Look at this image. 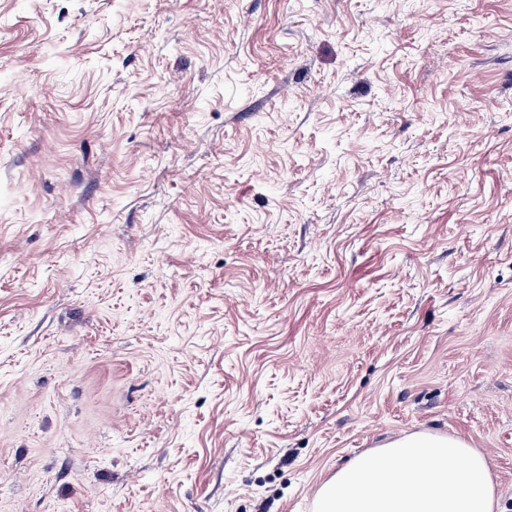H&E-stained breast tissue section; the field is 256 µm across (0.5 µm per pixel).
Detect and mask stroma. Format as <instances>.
I'll return each mask as SVG.
<instances>
[{
  "label": "stroma",
  "mask_w": 512,
  "mask_h": 512,
  "mask_svg": "<svg viewBox=\"0 0 512 512\" xmlns=\"http://www.w3.org/2000/svg\"><path fill=\"white\" fill-rule=\"evenodd\" d=\"M419 432L512 512V0H0V512Z\"/></svg>",
  "instance_id": "stroma-1"
}]
</instances>
